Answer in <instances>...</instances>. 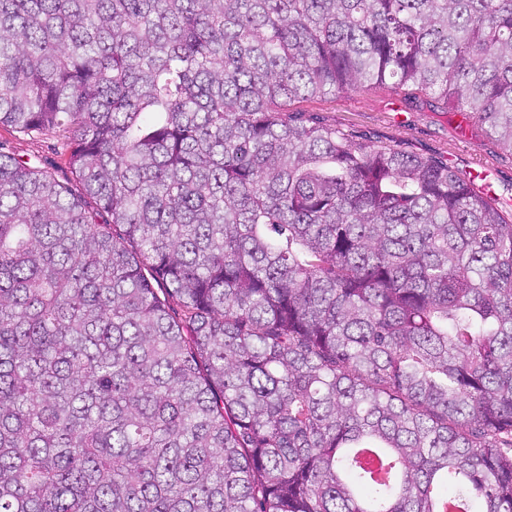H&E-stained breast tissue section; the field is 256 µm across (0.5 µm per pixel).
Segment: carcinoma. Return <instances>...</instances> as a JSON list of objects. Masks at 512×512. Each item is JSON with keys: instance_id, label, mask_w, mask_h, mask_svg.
<instances>
[{"instance_id": "obj_1", "label": "carcinoma", "mask_w": 512, "mask_h": 512, "mask_svg": "<svg viewBox=\"0 0 512 512\" xmlns=\"http://www.w3.org/2000/svg\"><path fill=\"white\" fill-rule=\"evenodd\" d=\"M389 82L512 151V0H0L123 227L0 154V512H512V219L288 112Z\"/></svg>"}]
</instances>
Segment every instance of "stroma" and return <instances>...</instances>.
Segmentation results:
<instances>
[{"label":"stroma","instance_id":"obj_1","mask_svg":"<svg viewBox=\"0 0 512 512\" xmlns=\"http://www.w3.org/2000/svg\"><path fill=\"white\" fill-rule=\"evenodd\" d=\"M290 109L300 113L302 120L336 128L360 142L391 145L458 172L471 175L489 165L495 196L504 211L512 213V152L476 127L471 128L467 142H458L455 127L460 113L415 106L406 91L390 85L294 102ZM0 153L49 171L72 197L95 212L98 223L108 222L107 213L85 196L70 164V141L61 129L24 133L0 125Z\"/></svg>","mask_w":512,"mask_h":512}]
</instances>
